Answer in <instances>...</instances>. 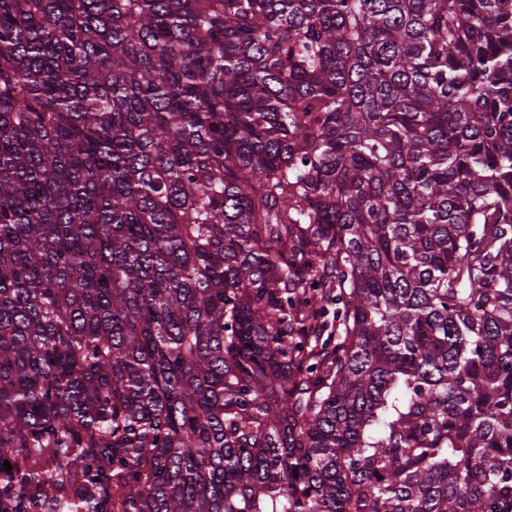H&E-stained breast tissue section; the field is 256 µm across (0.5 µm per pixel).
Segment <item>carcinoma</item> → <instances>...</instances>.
<instances>
[{"mask_svg":"<svg viewBox=\"0 0 512 512\" xmlns=\"http://www.w3.org/2000/svg\"><path fill=\"white\" fill-rule=\"evenodd\" d=\"M0 512H512V0H0Z\"/></svg>","mask_w":512,"mask_h":512,"instance_id":"cac0c4a2","label":"carcinoma"}]
</instances>
